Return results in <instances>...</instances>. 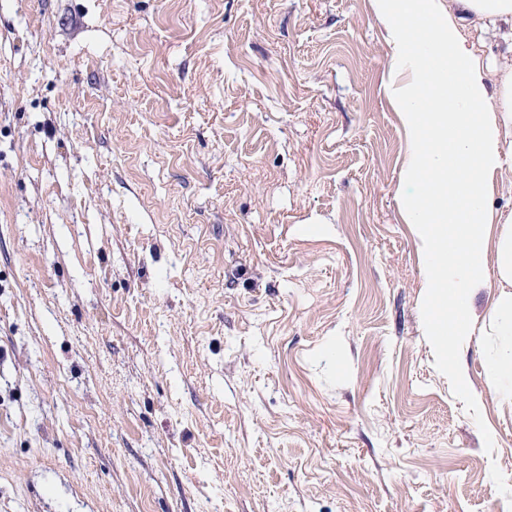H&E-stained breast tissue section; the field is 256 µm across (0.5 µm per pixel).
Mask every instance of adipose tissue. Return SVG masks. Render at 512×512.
Returning a JSON list of instances; mask_svg holds the SVG:
<instances>
[{"label": "adipose tissue", "instance_id": "1", "mask_svg": "<svg viewBox=\"0 0 512 512\" xmlns=\"http://www.w3.org/2000/svg\"><path fill=\"white\" fill-rule=\"evenodd\" d=\"M373 9L410 70L390 93L411 143L403 180L417 191L402 207L430 268L429 334L443 353L464 347L471 298L495 286L491 330L512 337V212L488 203L496 172L512 163V65L489 87L461 26L471 14L505 25L512 40V0H373Z\"/></svg>", "mask_w": 512, "mask_h": 512}]
</instances>
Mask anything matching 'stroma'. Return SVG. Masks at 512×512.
Segmentation results:
<instances>
[{
    "label": "stroma",
    "mask_w": 512,
    "mask_h": 512,
    "mask_svg": "<svg viewBox=\"0 0 512 512\" xmlns=\"http://www.w3.org/2000/svg\"><path fill=\"white\" fill-rule=\"evenodd\" d=\"M396 67L371 0H0V512H512V341L492 288L464 382L424 334ZM510 365V372L505 367ZM487 369L491 378V390L494 393L512 394V354L499 355L489 359Z\"/></svg>",
    "instance_id": "stroma-1"
}]
</instances>
